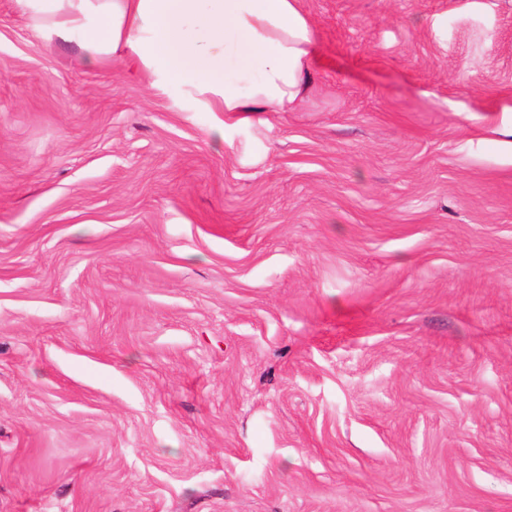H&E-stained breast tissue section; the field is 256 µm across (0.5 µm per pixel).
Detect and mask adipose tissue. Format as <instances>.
<instances>
[{
	"mask_svg": "<svg viewBox=\"0 0 512 512\" xmlns=\"http://www.w3.org/2000/svg\"><path fill=\"white\" fill-rule=\"evenodd\" d=\"M38 33L92 63L135 66L194 112H284L310 79L299 0H14Z\"/></svg>",
	"mask_w": 512,
	"mask_h": 512,
	"instance_id": "ef3b65f1",
	"label": "adipose tissue"
}]
</instances>
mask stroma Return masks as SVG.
Returning <instances> with one entry per match:
<instances>
[{"label": "stroma", "instance_id": "35a3bbf8", "mask_svg": "<svg viewBox=\"0 0 512 512\" xmlns=\"http://www.w3.org/2000/svg\"><path fill=\"white\" fill-rule=\"evenodd\" d=\"M300 6L228 116L0 0V512H512V0Z\"/></svg>", "mask_w": 512, "mask_h": 512}]
</instances>
